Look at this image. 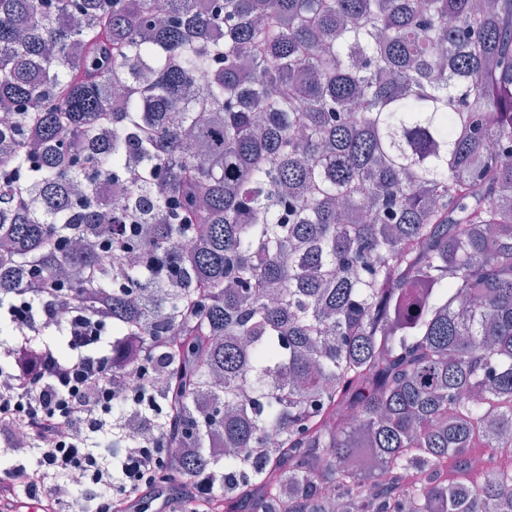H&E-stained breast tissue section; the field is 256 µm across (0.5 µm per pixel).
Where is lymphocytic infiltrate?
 I'll return each mask as SVG.
<instances>
[{"label":"lymphocytic infiltrate","instance_id":"lymphocytic-infiltrate-1","mask_svg":"<svg viewBox=\"0 0 512 512\" xmlns=\"http://www.w3.org/2000/svg\"><path fill=\"white\" fill-rule=\"evenodd\" d=\"M30 285L40 303L23 297L0 306V316L16 331L11 365L0 370V436L12 445L23 438L41 446L43 475L54 480L58 494H68L71 484L92 475L104 488L96 498L95 512H134L137 501L146 495L187 505L189 512H221L220 500L212 495L213 478L193 477L172 494L146 479V472L167 463L159 440H152L147 450L126 449L120 483L104 459L87 452V435L103 430L112 411L113 370L135 376L140 389L134 400L143 407L154 399L151 383L157 370L147 366L148 353L134 339L123 340L125 358L113 362L111 353L98 349L106 329L103 320L86 313L81 300L62 285H46L40 276L31 278ZM63 299L72 316L65 325L70 353L60 358L39 347L37 324L51 319L54 305ZM35 499L41 502V512H56L54 500L45 497L43 485L28 479L24 466L0 476V512H22Z\"/></svg>","mask_w":512,"mask_h":512}]
</instances>
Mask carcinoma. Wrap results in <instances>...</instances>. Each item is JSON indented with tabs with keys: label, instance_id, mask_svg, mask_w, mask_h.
Returning a JSON list of instances; mask_svg holds the SVG:
<instances>
[{
	"label": "carcinoma",
	"instance_id": "1",
	"mask_svg": "<svg viewBox=\"0 0 512 512\" xmlns=\"http://www.w3.org/2000/svg\"><path fill=\"white\" fill-rule=\"evenodd\" d=\"M2 100L0 303L37 264L143 339L155 481L512 512V0H0Z\"/></svg>",
	"mask_w": 512,
	"mask_h": 512
}]
</instances>
